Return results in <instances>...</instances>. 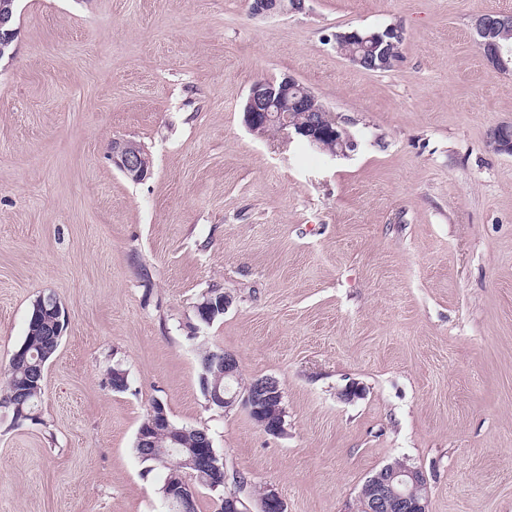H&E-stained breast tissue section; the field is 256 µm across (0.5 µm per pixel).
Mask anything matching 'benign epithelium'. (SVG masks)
Instances as JSON below:
<instances>
[{
  "instance_id": "7a95c632",
  "label": "benign epithelium",
  "mask_w": 512,
  "mask_h": 512,
  "mask_svg": "<svg viewBox=\"0 0 512 512\" xmlns=\"http://www.w3.org/2000/svg\"><path fill=\"white\" fill-rule=\"evenodd\" d=\"M16 0H0V57L9 50L15 40V29L9 22L13 16ZM291 10L288 0H251L250 11L255 18H268L282 15ZM505 24L504 15L497 12L483 13L475 17V30L482 38L484 57L498 72L503 67V49L493 40L499 27ZM403 32L398 26H387L369 33L356 29L335 34V43L371 42L378 50L379 66L390 69L397 62L393 47L402 39ZM318 111L316 98L298 81L286 76L280 81L259 80L253 83L243 109V123L248 130L260 137L267 136L268 128L276 121H281L282 133L302 138L309 146L319 151L327 149L325 141L333 139L337 148L331 155H344L356 147L354 137L339 122H331L325 117H310L300 125L289 122L288 113ZM488 147L500 153H512V129L501 125L492 130ZM112 163L128 178L143 180L149 170L150 160L139 150L132 140H114L111 147ZM224 372L214 374L212 386L207 388V397L229 410L239 405L247 411L255 424L269 435H279L284 429L282 399L283 391L278 380L253 382L235 389L232 383L238 377L239 364L230 353L223 354ZM225 379L224 388H219L220 379ZM171 442L176 448L181 444L184 431L171 421L161 404L151 406L146 421L137 432V445L146 455L153 457L162 452L158 436ZM206 460L216 470L221 469L218 456L213 450L212 439L206 432H201L197 447L188 449L180 464L186 467V474L195 475L199 462ZM192 493L187 481L166 483L165 498L170 508L180 512L184 502ZM222 512H251L241 491L221 498ZM259 512H285L284 503L272 488L264 491L259 499ZM358 512H427L426 479L423 472L396 460L383 466L369 477V490L360 498Z\"/></svg>"
}]
</instances>
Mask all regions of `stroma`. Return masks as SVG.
<instances>
[{
    "label": "stroma",
    "mask_w": 512,
    "mask_h": 512,
    "mask_svg": "<svg viewBox=\"0 0 512 512\" xmlns=\"http://www.w3.org/2000/svg\"><path fill=\"white\" fill-rule=\"evenodd\" d=\"M18 0L0 58V388L36 299L68 327L36 421L0 407V512H168L135 452L153 401L208 429L226 489L286 512H357L395 460L428 512H512V72L473 20L512 0ZM399 26L367 71L331 34ZM293 76L358 147L331 157L243 124L252 83ZM151 159L140 182L113 140ZM232 305L209 324L210 291ZM283 388L284 430L210 407L199 352ZM127 373L112 390V368ZM358 384L347 400L343 391ZM290 0H252L250 11L255 18H268L282 15L290 12H299L305 8V0H301V6L298 9H292Z\"/></svg>",
    "instance_id": "obj_1"
}]
</instances>
